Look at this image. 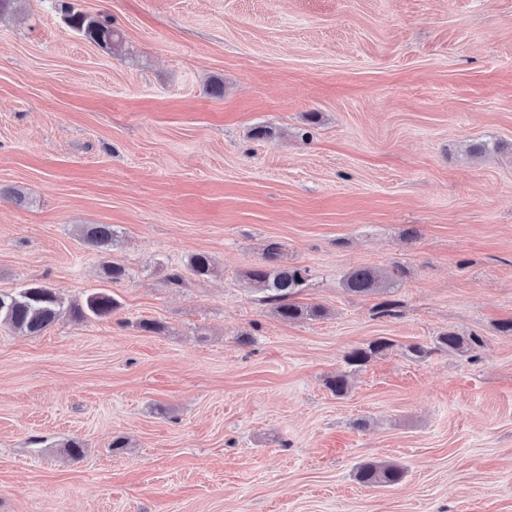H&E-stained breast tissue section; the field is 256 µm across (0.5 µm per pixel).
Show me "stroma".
<instances>
[{
  "label": "stroma",
  "instance_id": "obj_1",
  "mask_svg": "<svg viewBox=\"0 0 512 512\" xmlns=\"http://www.w3.org/2000/svg\"><path fill=\"white\" fill-rule=\"evenodd\" d=\"M68 2L121 47L55 0L0 17V292L120 308L0 325V512H512V0ZM271 240L323 317L282 321L247 288ZM393 265L396 315L342 286ZM448 330L481 348L432 351ZM367 461L405 476L361 485ZM61 2V11L64 12L69 26L88 40L111 51L121 42V34L112 26V18L109 14L91 16L83 12H75L67 5L68 3ZM83 239L100 251L109 250L117 241V232L109 224H90L82 228ZM119 308V301L111 294L97 291L64 309V298L58 288L31 280L15 292L0 293V324L22 335L37 336L55 324L64 310L72 320L82 322L112 319ZM392 346L390 340L378 338L362 347L351 348L344 356V362L350 370L344 371L331 378L328 382L330 390L339 397L347 394L350 388V375L361 369L373 357L388 350Z\"/></svg>",
  "mask_w": 512,
  "mask_h": 512
}]
</instances>
